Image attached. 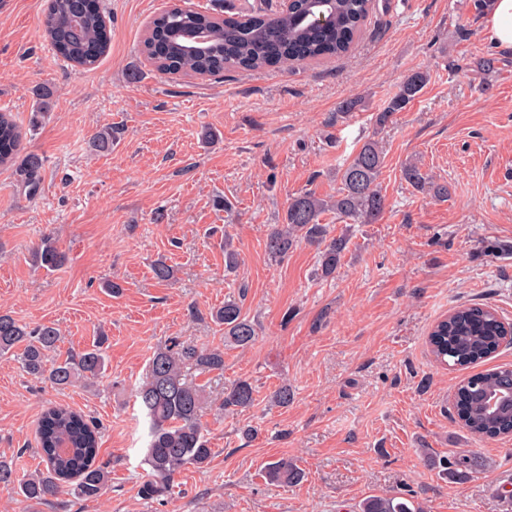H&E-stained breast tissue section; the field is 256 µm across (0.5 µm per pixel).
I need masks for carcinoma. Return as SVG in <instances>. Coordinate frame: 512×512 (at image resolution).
<instances>
[{"mask_svg":"<svg viewBox=\"0 0 512 512\" xmlns=\"http://www.w3.org/2000/svg\"><path fill=\"white\" fill-rule=\"evenodd\" d=\"M329 21L315 25L302 21L312 0H294L288 10L277 16L248 15L236 21H223L202 11L165 12L147 32L141 53L158 72L194 73L220 76L226 69L259 70L273 63L293 65L303 61L340 59L349 51L355 36L369 14L374 0H328ZM206 29L211 51L197 56L172 49L175 33L183 28ZM43 36L58 54L74 66L91 68L108 51L111 31L100 8L88 7V0H53L43 19ZM429 80L425 71H415L399 84L387 106L376 114L383 126L403 111L423 90ZM26 132L9 111L0 112V166H15L20 182L34 193L39 188V159L20 158ZM384 156L378 142L365 141L340 171L336 195L322 198L306 190L288 201L283 222L275 224L266 237V250L274 258L288 254L303 240L320 249V275L332 277L349 249L347 236L328 237L321 217L334 212L361 224H371L384 213L385 196L379 186ZM404 178L417 189L438 198H446L450 189L436 183L416 164L404 169ZM38 264L56 270L66 261L51 239L42 240L35 250ZM224 325V346L247 348L256 339L255 323L242 315L235 300L212 313ZM507 324L495 309L472 303L457 307L439 319L428 336L435 362L446 367L468 368L493 357L501 348ZM59 334L52 325L32 330L8 314H0V355L19 352L25 370L46 377L56 388L81 382L94 386L106 364V337L99 336L91 347L76 356L58 358L46 364V358L58 344ZM224 372V350L209 348L193 341H179L157 350L151 358L145 379L134 390L135 400L148 419L149 442L145 464L148 472L139 484L145 500L168 497L175 478L189 468L207 467L216 454L208 445L202 416L210 403L207 383L197 377ZM512 392V369L500 367L470 375L457 387L453 409L463 429L472 435L495 439L512 428V404L504 406L495 419L484 412L486 394ZM255 389L247 378H239L224 388L215 401L218 409L234 412L255 405ZM37 452L41 469L26 475L0 459V485H13L21 496L36 507L58 500L61 485L71 484L78 500L100 497L108 483V470L96 463V429L80 413L64 406L47 409L38 426ZM419 452L439 474L457 481L489 471L493 460L476 453H452L440 456L431 448ZM263 474L267 481L293 484L303 477L302 470L286 457L267 463ZM358 512H426L420 502L394 494H372L358 504Z\"/></svg>","mask_w":512,"mask_h":512,"instance_id":"carcinoma-1","label":"carcinoma"}]
</instances>
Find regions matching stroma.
<instances>
[{
    "instance_id": "obj_1",
    "label": "stroma",
    "mask_w": 512,
    "mask_h": 512,
    "mask_svg": "<svg viewBox=\"0 0 512 512\" xmlns=\"http://www.w3.org/2000/svg\"><path fill=\"white\" fill-rule=\"evenodd\" d=\"M170 3L101 0L112 42L86 71L41 38L48 0H0V109L28 125L24 151L41 160L33 195L0 167V313L55 324L64 355L97 332L109 338L93 392L54 388L0 357V456L34 472L39 418L65 406L97 424L110 471L104 493L70 512H357L380 493L427 512H512V437L460 427L451 396L464 374L438 367L426 347L434 323L461 305L512 322V48L489 40L473 0H375L343 59L173 80L140 52ZM487 58L493 71L480 67ZM415 70L429 82L377 128L376 113ZM348 99L357 109L339 112ZM111 126V150L93 151V136ZM368 138L385 153L386 208L372 224L324 215L331 235L351 239L335 277L316 276L318 251L304 241L271 258L266 235L289 199L335 195L339 170ZM410 163L448 184V199L408 184ZM46 237L67 256L54 271L31 260ZM161 257L175 268L166 283L150 271ZM109 281L121 295L106 291ZM229 299L259 335L225 348L213 390L247 377L257 401L221 417L206 411L216 456L184 471L167 500H144L148 421L132 391L172 338L223 346L211 312ZM283 383L294 393L285 408L268 400ZM423 447L475 451L496 466L445 480ZM281 457L305 471L302 482L261 477Z\"/></svg>"
}]
</instances>
